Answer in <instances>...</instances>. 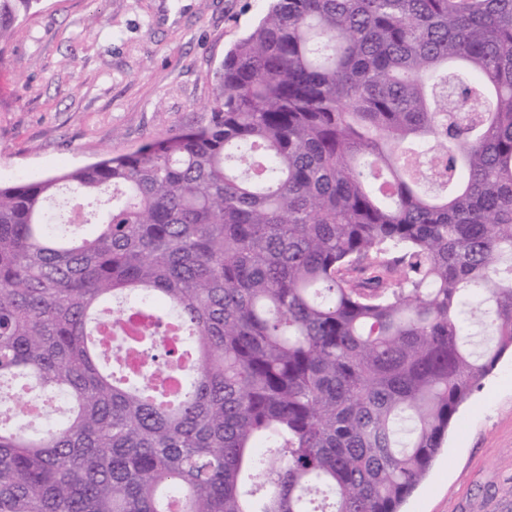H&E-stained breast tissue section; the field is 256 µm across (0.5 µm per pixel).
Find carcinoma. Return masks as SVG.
Masks as SVG:
<instances>
[{
    "instance_id": "carcinoma-1",
    "label": "carcinoma",
    "mask_w": 512,
    "mask_h": 512,
    "mask_svg": "<svg viewBox=\"0 0 512 512\" xmlns=\"http://www.w3.org/2000/svg\"><path fill=\"white\" fill-rule=\"evenodd\" d=\"M209 111L0 184V512H400L512 350V0H272Z\"/></svg>"
}]
</instances>
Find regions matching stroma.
Listing matches in <instances>:
<instances>
[{
    "label": "stroma",
    "mask_w": 512,
    "mask_h": 512,
    "mask_svg": "<svg viewBox=\"0 0 512 512\" xmlns=\"http://www.w3.org/2000/svg\"><path fill=\"white\" fill-rule=\"evenodd\" d=\"M268 0H41L0 47V182L206 123L215 73ZM402 512H512V351L452 418Z\"/></svg>",
    "instance_id": "1"
}]
</instances>
